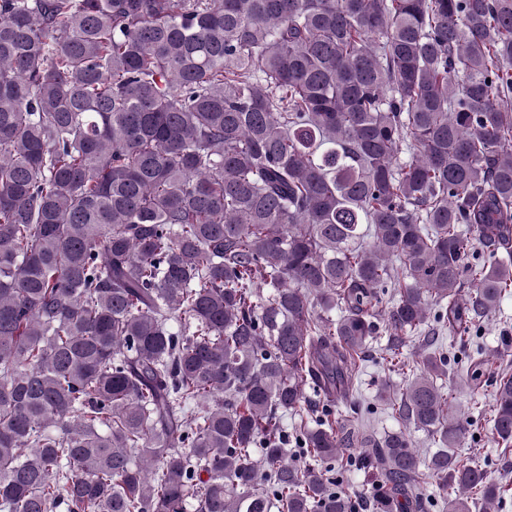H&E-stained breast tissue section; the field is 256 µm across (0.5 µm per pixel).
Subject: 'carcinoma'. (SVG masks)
I'll use <instances>...</instances> for the list:
<instances>
[{"mask_svg": "<svg viewBox=\"0 0 512 512\" xmlns=\"http://www.w3.org/2000/svg\"><path fill=\"white\" fill-rule=\"evenodd\" d=\"M509 96L512 0H0V512H356L357 447L495 512L446 353L388 349L423 469L333 407L512 291ZM331 474L336 477V487L345 489L356 500L372 501L376 494L374 479L364 469L353 466L348 470L338 471L336 468Z\"/></svg>", "mask_w": 512, "mask_h": 512, "instance_id": "carcinoma-1", "label": "carcinoma"}]
</instances>
